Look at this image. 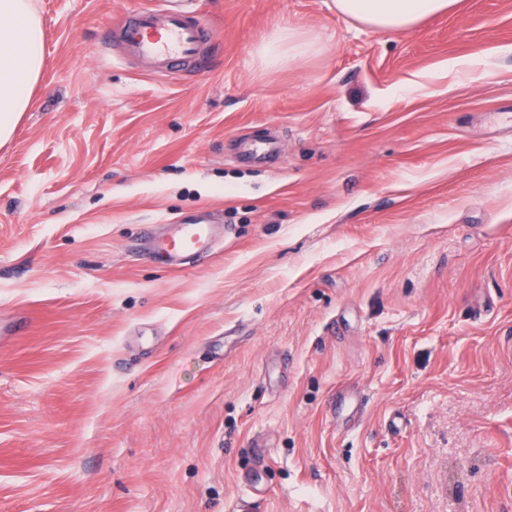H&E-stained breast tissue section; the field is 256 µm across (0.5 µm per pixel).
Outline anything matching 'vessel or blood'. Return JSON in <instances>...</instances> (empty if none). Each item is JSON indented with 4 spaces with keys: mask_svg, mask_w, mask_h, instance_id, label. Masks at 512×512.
Masks as SVG:
<instances>
[{
    "mask_svg": "<svg viewBox=\"0 0 512 512\" xmlns=\"http://www.w3.org/2000/svg\"><path fill=\"white\" fill-rule=\"evenodd\" d=\"M112 34L117 40V58L138 60L161 76L197 72L213 40V29L207 22L169 0L125 17L113 27ZM219 235L213 224H174L163 236L151 240L147 253L179 266L187 259L209 256Z\"/></svg>",
    "mask_w": 512,
    "mask_h": 512,
    "instance_id": "b4317fda",
    "label": "vessel or blood"
}]
</instances>
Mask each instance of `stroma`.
I'll return each instance as SVG.
<instances>
[{
  "label": "stroma",
  "instance_id": "stroma-1",
  "mask_svg": "<svg viewBox=\"0 0 512 512\" xmlns=\"http://www.w3.org/2000/svg\"><path fill=\"white\" fill-rule=\"evenodd\" d=\"M148 2L31 0L0 512H512V0L393 31L182 0L214 41L172 78L110 49ZM286 28L304 56L267 63ZM189 221L227 228L210 257L143 258Z\"/></svg>",
  "mask_w": 512,
  "mask_h": 512
}]
</instances>
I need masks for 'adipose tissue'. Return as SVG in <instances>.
I'll list each match as a JSON object with an SVG mask.
<instances>
[{"mask_svg": "<svg viewBox=\"0 0 512 512\" xmlns=\"http://www.w3.org/2000/svg\"><path fill=\"white\" fill-rule=\"evenodd\" d=\"M458 0H335L339 13L378 30H400L448 13ZM46 65L43 23L29 0H0V146L10 141Z\"/></svg>", "mask_w": 512, "mask_h": 512, "instance_id": "ef3b65f1", "label": "adipose tissue"}]
</instances>
